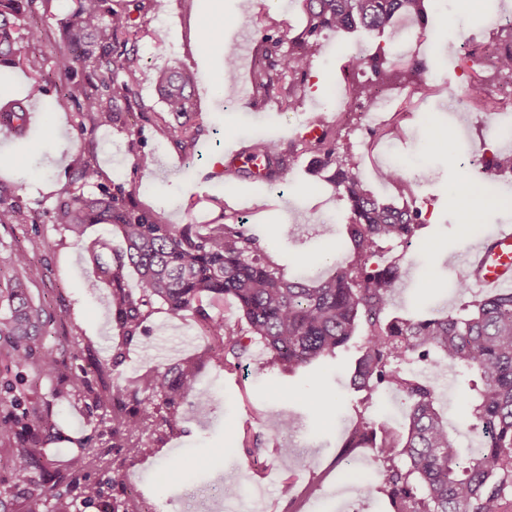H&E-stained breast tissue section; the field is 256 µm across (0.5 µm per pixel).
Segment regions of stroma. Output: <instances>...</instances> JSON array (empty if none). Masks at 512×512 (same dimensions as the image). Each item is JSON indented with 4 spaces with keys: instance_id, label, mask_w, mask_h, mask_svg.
Returning <instances> with one entry per match:
<instances>
[{
    "instance_id": "obj_1",
    "label": "stroma",
    "mask_w": 512,
    "mask_h": 512,
    "mask_svg": "<svg viewBox=\"0 0 512 512\" xmlns=\"http://www.w3.org/2000/svg\"><path fill=\"white\" fill-rule=\"evenodd\" d=\"M155 11L150 0H105L106 10L135 18L142 33L135 44L136 95L123 106L119 122L92 129L79 115L83 94L95 85L90 70L77 67L61 76L52 65L44 67L45 93L34 104L33 119L25 134L0 130V187L4 206L30 213V224H0V285L21 277L11 262L14 252L25 251L38 278L28 291L45 308L49 322L42 337L44 349L66 354V339L78 337L82 353L72 361L73 380L64 384L26 377L16 390L20 411L39 408L41 423H26L27 436L41 439L55 469L82 448L107 444L106 428L85 387H99L113 378L127 379L149 368L168 369L197 363L199 386L205 397H188L173 410V433L167 434L156 456L126 463L120 471L91 468L90 478L102 487L112 481L131 483L141 512H196L198 500L213 499V512H247L248 496L225 497L227 474H237L242 488L261 490L264 512H291L281 494L290 481L301 499L300 512H391L380 492L359 491L356 476L379 482L371 450L336 470V456L346 440L361 396L350 388L354 351L340 352L333 364H313L291 373L271 364L261 345L249 344L239 369L216 366L192 313L173 316L158 306L144 322L130 346L122 344V330L111 306L112 287H90L93 268L84 246L104 239L113 247L122 240L110 225L87 226L83 242H76L57 224V204L74 190L75 173L83 165L100 172V187L109 189L124 205L161 224H220L237 214L256 234L286 273L304 265L306 275L319 279L331 273L337 252L327 261L344 230L346 203L340 200L327 173L315 170L307 154L294 155L284 180L270 183L241 178L228 180L222 168H211L214 153H230L250 145L259 136L276 140L280 149L305 138L319 123L342 119L366 189L376 198H393L390 186L375 170L399 160L412 182L409 197L421 209L425 226L411 245L386 244L381 264L399 260L402 278L388 310L389 317L409 318L424 309L459 313L465 301L457 289L463 260L470 245L491 234L500 224L512 225V172H502L491 186L497 209L479 214L480 223L462 233L453 186L476 181V170L462 167L468 153L511 155L512 141L497 136L493 113L468 106L466 122L457 125L450 104L452 90L469 83L472 71L456 44L471 38L483 42L487 18L501 9L499 0L484 13L463 10L459 0H433L427 29L410 19L397 20L380 33H329L321 39V53L307 79V94L296 112H284L275 98L255 96L249 82L258 56L260 29L279 36L282 28L300 32L304 26L295 0H223V41L202 43L197 22L209 11V0H164ZM70 0H37L28 22L38 23L41 47L50 53L61 47L62 28ZM238 47L239 79L223 96L212 97L210 84L221 78L225 45ZM386 50L401 56L412 53L433 62L432 89L415 93L388 90L389 121L399 130L376 139L366 124L336 114V103L354 79L352 55ZM207 62H199L200 52ZM183 68L197 77V110L190 123L195 139L180 146L167 134L168 114L155 87L158 71ZM454 127L453 148L433 144L430 125ZM149 158L141 167L140 158ZM126 347L123 365L101 372L118 347ZM434 385L439 405L448 419L463 454H471L481 438L470 427L461 378L438 374ZM331 402L318 413L315 395ZM295 422V430H280L282 418ZM249 428L259 449L245 457L238 444L239 428Z\"/></svg>"
}]
</instances>
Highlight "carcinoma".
<instances>
[{"label":"carcinoma","instance_id":"carcinoma-1","mask_svg":"<svg viewBox=\"0 0 512 512\" xmlns=\"http://www.w3.org/2000/svg\"><path fill=\"white\" fill-rule=\"evenodd\" d=\"M36 0H0V66L23 63L32 74L31 94H42L45 54L22 51L21 42H42L40 31L25 29L19 17L33 12ZM105 0H74L62 32L64 48L51 54L53 67L61 75L76 65H89L101 77L105 92L86 94L81 113L95 125H107L119 115L121 105L134 95V57L129 52L112 54V46L128 44L139 25L127 13L105 12ZM306 17L302 32L265 46L252 74L256 93L267 95L280 87L284 110L296 111L305 92V80L319 53L323 32L383 31L401 14H413L421 28L428 25L425 0H301ZM287 42L288 50L279 46ZM489 53L493 68L512 80V25H501L473 55ZM355 74L367 76L349 87L350 97L367 109L376 108L375 96L400 79L415 88L422 86L429 64L414 57L401 71L378 51L350 60ZM127 79L118 80L120 73ZM196 77L179 70L163 71L156 77L166 111L187 117L194 111ZM343 125L320 127L312 138L300 140L302 152L320 156L325 166L336 165L333 184L336 195L348 204L344 243L351 261L336 267L327 278L310 283L289 278L259 239L224 216V224H157L127 209L111 192L72 193L57 211L58 223L81 240L88 224L115 225L124 247L112 250L107 242L85 248L95 272L90 286L112 282V305L123 329L122 345L134 341L157 303L179 316L194 312L204 335L214 343L212 352L232 369L228 356L240 357L246 342H258L271 355V362L293 371L315 361L332 358L348 346L358 328L362 343L351 376V384L367 396L394 390L407 400L404 423L397 428L358 416L336 457V465L348 460L356 448H370L379 466L381 483H368L363 492L384 493L392 512H512V292L473 295L463 306L465 314L390 319L387 309L402 271L392 262L382 266L375 258L386 242L410 244L424 225L416 207L380 201L364 189L358 164L340 154ZM248 159L258 160L267 178L285 176L288 159L277 145L263 140L246 149ZM508 168L512 158L494 155L485 159L489 177ZM378 178L398 195L410 188L405 171L398 165L378 170ZM32 217L19 208L0 210V223L23 224ZM13 264L25 274L9 288L0 289L8 313L0 315V337L8 346L6 372L39 374L49 380L64 378L71 368L43 350L41 329L46 313L27 292L26 282L35 280L34 269L23 252ZM139 274L135 286L125 283V270ZM231 298L247 329L231 324L221 314H210L204 303ZM421 363L428 371L466 375V404L474 421L473 430L483 438L482 450L461 455L448 421L438 407L433 383L410 375L406 366ZM196 373L190 365L178 370L150 368L134 382L115 380L95 394L101 421L109 424L112 447L133 461L150 452L149 440L172 429L168 413L180 401L199 393ZM16 399L0 396L7 411L0 419V444L9 446L15 470H44L41 449L19 434V418L11 411ZM107 463L99 448H85L72 457L70 466L52 475L48 495L23 492L26 512H71L74 502L100 499L101 487L88 480V470Z\"/></svg>","mask_w":512,"mask_h":512}]
</instances>
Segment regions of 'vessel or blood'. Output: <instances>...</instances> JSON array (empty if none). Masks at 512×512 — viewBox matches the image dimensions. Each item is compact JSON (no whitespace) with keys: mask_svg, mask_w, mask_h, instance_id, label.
Wrapping results in <instances>:
<instances>
[{"mask_svg":"<svg viewBox=\"0 0 512 512\" xmlns=\"http://www.w3.org/2000/svg\"><path fill=\"white\" fill-rule=\"evenodd\" d=\"M474 287L496 291L512 288V226L502 224L471 247L464 259Z\"/></svg>","mask_w":512,"mask_h":512,"instance_id":"vessel-or-blood-1","label":"vessel or blood"}]
</instances>
